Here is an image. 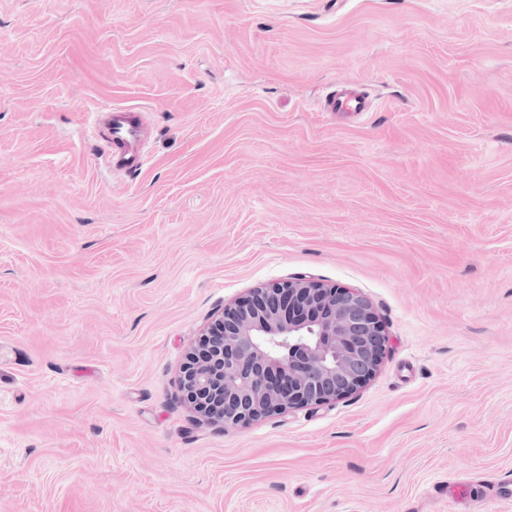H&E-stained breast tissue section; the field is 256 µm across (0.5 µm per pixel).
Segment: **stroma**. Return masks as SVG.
<instances>
[{
	"mask_svg": "<svg viewBox=\"0 0 512 512\" xmlns=\"http://www.w3.org/2000/svg\"><path fill=\"white\" fill-rule=\"evenodd\" d=\"M300 276L371 302L377 375L199 422L200 329ZM507 472L512 0H0V512H512ZM368 107V98L362 90L332 91L323 101L326 112H367ZM105 112H96L95 129L100 135L104 132L110 161L126 172L138 171L147 162L140 111L113 107Z\"/></svg>",
	"mask_w": 512,
	"mask_h": 512,
	"instance_id": "stroma-1",
	"label": "stroma"
}]
</instances>
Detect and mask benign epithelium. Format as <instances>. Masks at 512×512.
I'll return each instance as SVG.
<instances>
[{
    "label": "benign epithelium",
    "instance_id": "7a95c632",
    "mask_svg": "<svg viewBox=\"0 0 512 512\" xmlns=\"http://www.w3.org/2000/svg\"><path fill=\"white\" fill-rule=\"evenodd\" d=\"M386 343L361 293L301 276L224 308L186 350L179 387L208 423L243 428L355 393L377 374Z\"/></svg>",
    "mask_w": 512,
    "mask_h": 512
}]
</instances>
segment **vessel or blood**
I'll return each mask as SVG.
<instances>
[{
  "mask_svg": "<svg viewBox=\"0 0 512 512\" xmlns=\"http://www.w3.org/2000/svg\"><path fill=\"white\" fill-rule=\"evenodd\" d=\"M369 107L363 91L336 90L323 101L327 112H364ZM96 131L102 132L110 161L128 171L141 169L147 162L143 148L142 118L132 107H113L97 115Z\"/></svg>",
  "mask_w": 512,
  "mask_h": 512,
  "instance_id": "obj_1",
  "label": "vessel or blood"
}]
</instances>
